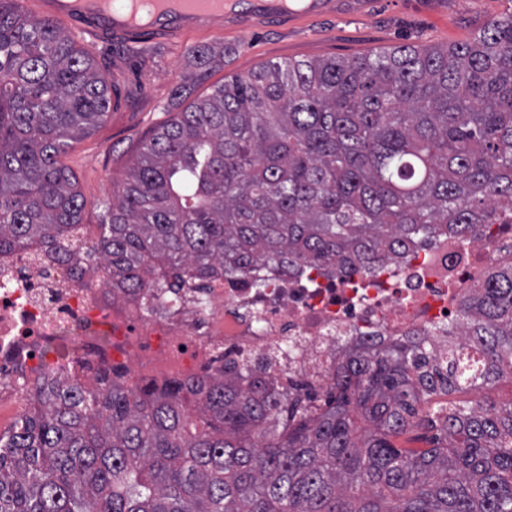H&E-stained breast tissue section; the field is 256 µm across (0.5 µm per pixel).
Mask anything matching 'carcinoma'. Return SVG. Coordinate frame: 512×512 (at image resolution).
Returning <instances> with one entry per match:
<instances>
[{
  "mask_svg": "<svg viewBox=\"0 0 512 512\" xmlns=\"http://www.w3.org/2000/svg\"><path fill=\"white\" fill-rule=\"evenodd\" d=\"M190 53L206 80L217 52ZM109 106L89 50L0 0V253L76 255L133 295L277 264L374 274L512 213V13L463 42L211 86L141 143L83 248L59 157ZM458 328L446 355L428 336L349 352L324 411L251 374L163 392L41 377L0 433V512H512V404L419 411L512 377V271ZM432 430L427 448L392 442Z\"/></svg>",
  "mask_w": 512,
  "mask_h": 512,
  "instance_id": "cac0c4a2",
  "label": "carcinoma"
}]
</instances>
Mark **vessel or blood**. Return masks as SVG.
<instances>
[{
    "label": "vessel or blood",
    "mask_w": 512,
    "mask_h": 512,
    "mask_svg": "<svg viewBox=\"0 0 512 512\" xmlns=\"http://www.w3.org/2000/svg\"><path fill=\"white\" fill-rule=\"evenodd\" d=\"M38 7L44 17L70 21L94 33L101 42L173 39L204 27L194 15L170 9L163 10L158 20L148 26L120 23L101 10L98 0H39Z\"/></svg>",
    "instance_id": "b4317fda"
}]
</instances>
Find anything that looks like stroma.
Masks as SVG:
<instances>
[{"instance_id": "obj_1", "label": "stroma", "mask_w": 512, "mask_h": 512, "mask_svg": "<svg viewBox=\"0 0 512 512\" xmlns=\"http://www.w3.org/2000/svg\"><path fill=\"white\" fill-rule=\"evenodd\" d=\"M512 12V0H245L229 9L222 26L177 40L93 42L73 27L65 32L89 48L110 86L104 122L73 142L62 162L86 202L83 221L100 223L112 185L128 171L141 143L183 111L173 98L184 86L192 98L211 84L257 70L268 61L351 58L400 45H446L472 36L489 20ZM224 48L208 80L199 81L187 52Z\"/></svg>"}]
</instances>
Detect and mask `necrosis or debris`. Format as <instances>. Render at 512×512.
<instances>
[{"mask_svg":"<svg viewBox=\"0 0 512 512\" xmlns=\"http://www.w3.org/2000/svg\"><path fill=\"white\" fill-rule=\"evenodd\" d=\"M512 266V215L467 239L444 235L375 277L264 268L177 293L88 284L45 248L0 256V392L26 373L127 370L139 387L193 385L249 371L287 393L327 388L351 347L399 336L446 344L459 305Z\"/></svg>","mask_w":512,"mask_h":512,"instance_id":"1","label":"necrosis or debris"}]
</instances>
